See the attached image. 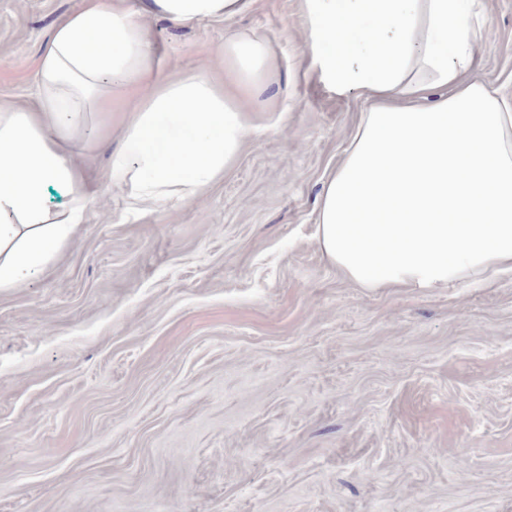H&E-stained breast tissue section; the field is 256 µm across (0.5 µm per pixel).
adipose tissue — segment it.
Segmentation results:
<instances>
[{
	"instance_id": "obj_1",
	"label": "adipose tissue",
	"mask_w": 512,
	"mask_h": 512,
	"mask_svg": "<svg viewBox=\"0 0 512 512\" xmlns=\"http://www.w3.org/2000/svg\"><path fill=\"white\" fill-rule=\"evenodd\" d=\"M252 0H84L36 69L38 111L0 107V290L43 276L81 224L86 196L70 132L128 112L112 181L132 210L190 200L235 161L249 132L242 99L269 49L228 37L224 78L156 76L137 10L186 25ZM311 68L367 105L330 173L316 219L326 258L370 289L488 284L512 270V102L474 72L475 0H303ZM68 197L50 220L53 195Z\"/></svg>"
}]
</instances>
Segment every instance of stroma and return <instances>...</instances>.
<instances>
[{"label":"stroma","mask_w":512,"mask_h":512,"mask_svg":"<svg viewBox=\"0 0 512 512\" xmlns=\"http://www.w3.org/2000/svg\"><path fill=\"white\" fill-rule=\"evenodd\" d=\"M84 0H0V105ZM475 77L512 96V0H481ZM159 76L229 36L273 67L234 165L132 212L124 128L71 136L82 224L0 292V512H512V274L369 290L323 256L322 186L366 105L308 74L301 0L185 26L140 15ZM467 453L459 464L454 449Z\"/></svg>","instance_id":"obj_1"}]
</instances>
